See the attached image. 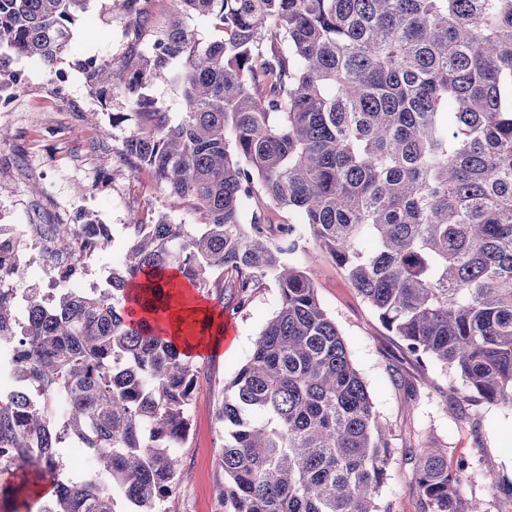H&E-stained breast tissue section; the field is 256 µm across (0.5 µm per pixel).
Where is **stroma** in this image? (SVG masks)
Listing matches in <instances>:
<instances>
[{"instance_id":"obj_1","label":"stroma","mask_w":512,"mask_h":512,"mask_svg":"<svg viewBox=\"0 0 512 512\" xmlns=\"http://www.w3.org/2000/svg\"><path fill=\"white\" fill-rule=\"evenodd\" d=\"M109 6V0H89L55 74L38 59L0 50V61L26 79L24 91L0 106V224L91 219L109 225L112 242L98 250L83 276L85 283L100 287L122 268L123 227L133 217L148 221L166 212L176 224L196 221L191 203L169 211L150 171L120 160L121 140L136 118L119 93L102 98L92 92L77 66L89 57L134 58L125 25ZM303 245L298 259L314 270L319 299L341 331L376 411L395 434L383 491L393 512H420L412 468L403 455L431 441L447 448L449 461H468L466 496L482 499L487 512H512V498L504 493L512 486V409L484 401L448 402L447 392L462 384L459 375L422 368L406 357L399 339L381 326L345 272L312 240ZM276 309L277 289L270 282L248 309L225 311L230 342L203 358L207 371L190 408V443L179 451L174 512H214L213 491L224 471L213 406Z\"/></svg>"}]
</instances>
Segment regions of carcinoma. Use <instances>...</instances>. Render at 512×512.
<instances>
[{
  "label": "carcinoma",
  "mask_w": 512,
  "mask_h": 512,
  "mask_svg": "<svg viewBox=\"0 0 512 512\" xmlns=\"http://www.w3.org/2000/svg\"><path fill=\"white\" fill-rule=\"evenodd\" d=\"M87 2L0 0V48L54 67ZM168 2L147 31L142 0H113L137 62L77 66L137 116L120 156L197 223L132 218L108 287L51 304L29 288L22 328L23 272L0 266V366L37 394L0 399V474L19 477L0 512H114V488L133 512H172L165 449L189 442L202 371L188 343L222 333L224 311L187 317L176 341L168 308L215 288L243 311L269 280L277 309L213 409L220 512H391V428L312 271L285 255L309 234L408 356L460 375L457 399L512 409V0ZM163 78L181 89L177 122L150 98ZM42 228L71 273L110 242L106 224ZM68 441L111 482L63 477ZM404 460L421 512H486L462 491L467 461L435 443Z\"/></svg>",
  "instance_id": "obj_1"
}]
</instances>
